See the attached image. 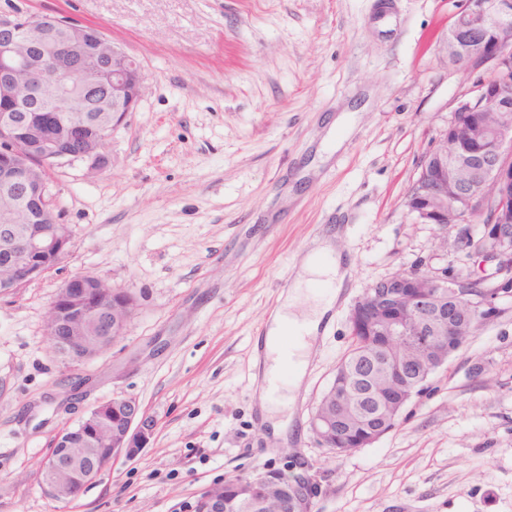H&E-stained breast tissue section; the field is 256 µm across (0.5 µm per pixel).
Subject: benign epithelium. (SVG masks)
I'll return each mask as SVG.
<instances>
[{
	"mask_svg": "<svg viewBox=\"0 0 512 512\" xmlns=\"http://www.w3.org/2000/svg\"><path fill=\"white\" fill-rule=\"evenodd\" d=\"M507 4L508 0H464L453 15L448 46L461 56L460 63L485 69L487 77L454 109L448 128L429 152L430 164L421 171L423 187L405 202L419 224H459L465 208L481 216L492 214L479 251L483 261L496 262L494 275L503 280L495 288L472 290L414 268L376 282L350 310V335L381 331L410 343V350L389 355L373 367V389L381 383L387 392L381 394L377 420L368 428L352 424L363 409L350 402L344 388L347 368L337 365L327 391L334 405L325 411L318 404L311 418L322 447L336 446L340 453L350 454L388 434L429 376L461 348L459 313L470 309L487 319L512 298V16ZM58 24V41L74 68L48 76L41 23L14 0L0 6V270L10 271L0 274V295L15 293L68 256L70 225L57 219L41 223L54 210L47 172L74 161L102 169L110 133L135 109L143 92L140 65L101 29L65 18ZM74 77L80 82L78 97L71 93ZM102 89L112 92L116 106L96 144L86 135L83 109L84 100ZM488 112H501L504 119L488 127ZM64 122L68 136L79 139L71 157L58 155L45 138L49 129ZM103 284L98 277L77 273L50 303L47 334L72 364L94 358L106 349V341L122 335L123 323L113 319L115 311L125 310L127 321L133 314L130 299L114 287L99 291ZM154 429V420L132 399L117 397L95 405L75 426L58 433L54 444H64L69 434L80 432L93 443H103L108 453L97 455L92 448L51 453L40 472L44 490L54 500L76 497L116 458H135ZM62 473L71 474L73 482L61 483ZM284 485L292 512H312L319 488L306 473H280L273 482L265 474L244 478L240 502L258 512L268 493Z\"/></svg>",
	"mask_w": 512,
	"mask_h": 512,
	"instance_id": "7a95c632",
	"label": "benign epithelium"
}]
</instances>
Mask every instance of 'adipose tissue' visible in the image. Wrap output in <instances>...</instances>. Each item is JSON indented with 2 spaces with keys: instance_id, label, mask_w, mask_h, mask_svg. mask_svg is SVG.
Wrapping results in <instances>:
<instances>
[{
  "instance_id": "obj_1",
  "label": "adipose tissue",
  "mask_w": 512,
  "mask_h": 512,
  "mask_svg": "<svg viewBox=\"0 0 512 512\" xmlns=\"http://www.w3.org/2000/svg\"><path fill=\"white\" fill-rule=\"evenodd\" d=\"M347 273L346 260L338 251L332 238L315 240L312 247L302 260L301 268L294 284L283 298L280 308L271 316L268 327L262 338V375H269L280 364L279 341L286 330H304L296 347L292 362L291 388H298L306 374L308 357L313 348V341L326 315L333 309L336 294L314 297L308 310L295 312L294 307L306 288L311 284L327 281L343 284Z\"/></svg>"
}]
</instances>
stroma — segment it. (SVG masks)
I'll list each match as a JSON object with an SVG mask.
<instances>
[{
    "instance_id": "stroma-1",
    "label": "stroma",
    "mask_w": 512,
    "mask_h": 512,
    "mask_svg": "<svg viewBox=\"0 0 512 512\" xmlns=\"http://www.w3.org/2000/svg\"><path fill=\"white\" fill-rule=\"evenodd\" d=\"M459 2L23 0L102 28L144 89L101 173H49L69 256L0 297V512H188L204 489L271 469L316 475L315 512H512V301L372 446L336 454L310 424L372 285L410 268L489 275L468 244L481 225L419 224L405 206L479 78L448 59ZM341 112L351 130L321 153ZM332 232L352 265L280 413L283 443L261 418L255 339ZM77 273L135 298L126 334L80 365L45 331ZM115 397L155 420L149 444L76 499L49 498L39 473L55 436Z\"/></svg>"
}]
</instances>
